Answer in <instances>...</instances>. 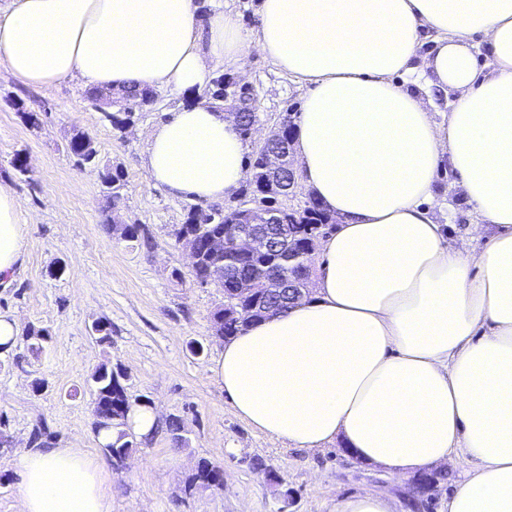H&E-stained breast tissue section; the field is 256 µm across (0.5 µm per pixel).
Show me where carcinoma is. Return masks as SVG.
<instances>
[{"label": "carcinoma", "mask_w": 512, "mask_h": 512, "mask_svg": "<svg viewBox=\"0 0 512 512\" xmlns=\"http://www.w3.org/2000/svg\"><path fill=\"white\" fill-rule=\"evenodd\" d=\"M233 82L228 79L216 78L211 81L207 94L219 105H224L227 97L241 109L236 124L242 137L250 135L251 127L257 120L256 98L251 96L243 99L232 89ZM156 99L154 90L133 88L126 93L123 105L119 106L109 120L112 128L120 132L126 121L151 109ZM101 182L106 193L105 224L108 230L116 231L115 217L108 212L115 209L121 199L123 188V171L116 167H106L101 171ZM201 209L191 207L186 222L174 231L175 240L184 236L195 239L198 247L195 265L190 276L195 284L206 283L211 267L220 263L233 270L241 278L254 276H270L274 273L288 274L295 282V287H305L298 265L292 258L303 255L301 265H307L309 250L317 246L321 229L331 223L332 216L324 212L320 205L293 207L283 215V222L293 230L289 239H269L268 245L249 253L241 254L234 247L224 248V253L216 256L207 248L210 239L230 233L238 223V211L234 207L221 210L212 208L206 214L199 215ZM262 303L254 306L252 299H238L233 294H224V305L217 309L211 317L213 334L221 339H228L243 331L248 325L270 316L286 312L295 304L297 298L293 289L274 288L261 296ZM125 375L106 361L97 365L90 374L93 391L92 415L95 430L111 428L115 431L112 443L105 446L106 452L117 461L128 456L136 442L133 434L125 429L127 413L132 406L122 379ZM223 482L222 470L213 463L203 460L198 463L192 474L188 489H209L218 487Z\"/></svg>", "instance_id": "obj_1"}]
</instances>
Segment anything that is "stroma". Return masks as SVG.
I'll return each instance as SVG.
<instances>
[{
  "instance_id": "stroma-1",
  "label": "stroma",
  "mask_w": 512,
  "mask_h": 512,
  "mask_svg": "<svg viewBox=\"0 0 512 512\" xmlns=\"http://www.w3.org/2000/svg\"><path fill=\"white\" fill-rule=\"evenodd\" d=\"M243 79L252 85L262 131L288 107L302 109L306 90L258 51L244 57ZM185 99L157 91L151 111L125 133L113 131L76 82L36 89L0 80V185L15 195L28 226L23 264L0 283V312L14 314L23 329L13 349L0 353V512H18V477L10 466L21 450L79 446L95 455L89 375L105 361L126 373L131 398L159 408L162 419H181V443L165 427L139 441L115 470L112 512H328L336 495L388 492L408 501L411 482L388 471L351 463L339 445L315 452L287 448L256 431L235 413L209 366L221 342L211 315L224 291L200 287L174 230L193 200L174 197L146 177L144 159L157 125ZM41 113L33 127L23 111ZM88 134L97 167L77 168L68 150L73 129ZM23 156L26 172L13 166ZM124 172L119 216L145 227L151 250L108 233L98 166ZM440 223L452 224L454 240L482 249L473 214L455 177L441 169L433 203ZM109 322V341L92 333ZM44 331L42 350H32L26 328ZM201 353H193V346ZM261 458L265 470L253 469ZM221 466L224 486L186 492L200 461ZM275 471L294 502L283 505L267 473Z\"/></svg>"
}]
</instances>
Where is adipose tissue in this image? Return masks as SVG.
<instances>
[{"mask_svg": "<svg viewBox=\"0 0 512 512\" xmlns=\"http://www.w3.org/2000/svg\"><path fill=\"white\" fill-rule=\"evenodd\" d=\"M259 14L252 34L224 12L200 25L196 0H7L0 79L193 96L160 123L145 170L203 201L246 176L234 122L196 98L213 71L242 70L253 47L302 84L294 153L336 227L310 297L224 342L211 374L288 447L338 441L402 480L463 455L474 468L448 512H512V0H261ZM422 75L455 90L447 123L432 121ZM444 164L492 230L483 250L434 216ZM26 235L0 185V278L24 262ZM11 465L20 512H112L104 457L29 448Z\"/></svg>", "mask_w": 512, "mask_h": 512, "instance_id": "obj_1", "label": "adipose tissue"}]
</instances>
